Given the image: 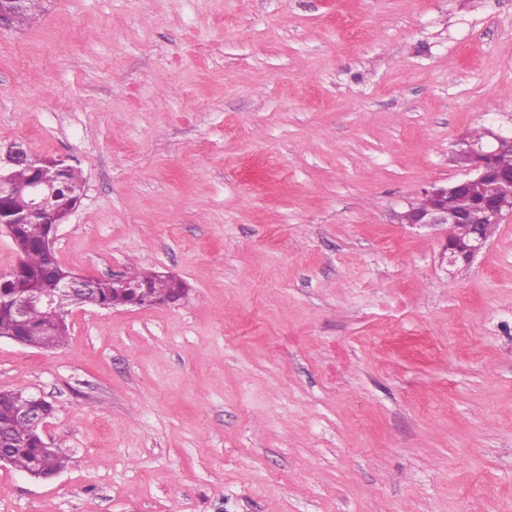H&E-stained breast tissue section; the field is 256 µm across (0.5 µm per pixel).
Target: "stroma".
I'll return each mask as SVG.
<instances>
[{"label": "stroma", "instance_id": "35a3bbf8", "mask_svg": "<svg viewBox=\"0 0 512 512\" xmlns=\"http://www.w3.org/2000/svg\"><path fill=\"white\" fill-rule=\"evenodd\" d=\"M512 132V0H43L0 29V149L69 157L54 244L178 305L0 338L54 405L0 512H512V217L467 266L400 213ZM58 161H59V165H60L65 160L58 159ZM64 167H65V170L61 175V177L63 179V180H61L62 184L69 186V185L80 184L83 182L82 171L78 167L71 165L69 163H66V161L64 162ZM64 190L63 189L60 190V196L63 198L66 196V193L71 195L72 197L75 198V203L77 205V203L79 202V200H81V197L83 195L82 184L72 186V187H70L68 189H64Z\"/></svg>", "mask_w": 512, "mask_h": 512}]
</instances>
